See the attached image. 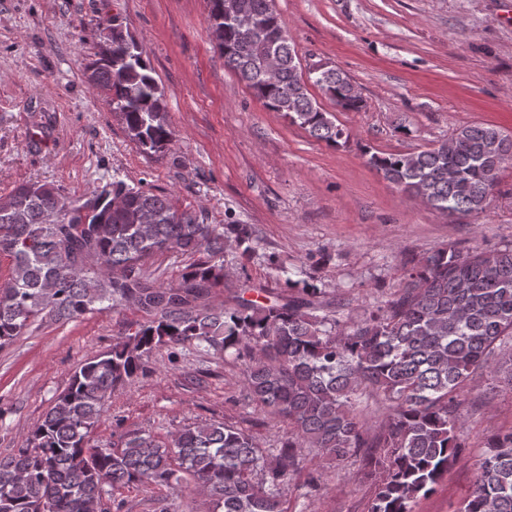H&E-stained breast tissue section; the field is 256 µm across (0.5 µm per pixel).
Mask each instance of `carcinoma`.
I'll list each match as a JSON object with an SVG mask.
<instances>
[{
  "instance_id": "obj_1",
  "label": "carcinoma",
  "mask_w": 512,
  "mask_h": 512,
  "mask_svg": "<svg viewBox=\"0 0 512 512\" xmlns=\"http://www.w3.org/2000/svg\"><path fill=\"white\" fill-rule=\"evenodd\" d=\"M229 0H208V22L224 56L272 112L312 137L337 145L333 115L311 98L319 87L344 110L363 99L350 77L318 67L304 82L285 21L274 0H234L252 23L245 33L224 23ZM87 66L89 83L120 101L128 137L145 152L173 141L165 94L122 24ZM446 142L413 153L370 155L369 164L410 194H425L450 219L484 212L512 135L494 125L456 129ZM252 249L247 224H208L170 199L122 180L73 198L41 181L0 196V348L36 321L64 322L132 304L146 314L112 349L71 377L17 452L0 457V512H107L103 499L125 488L162 486L189 476L210 512H288V485L306 448L344 461L360 457L373 492L367 512H412L467 448L457 433V396L490 356L512 343V246L450 244L407 271L399 291L349 323L319 314L321 290L305 286L269 303L238 294L214 308L224 280V248ZM199 255L172 285L146 265L158 254ZM160 346L235 350L252 401L288 421L277 454L224 422L187 426L164 442L128 432L120 448L89 444L112 388L132 382ZM391 403L377 433L361 419L366 390ZM457 512H512V431L492 435L473 489Z\"/></svg>"
}]
</instances>
